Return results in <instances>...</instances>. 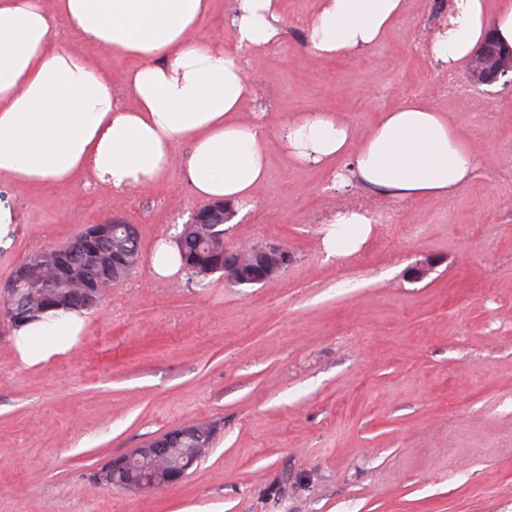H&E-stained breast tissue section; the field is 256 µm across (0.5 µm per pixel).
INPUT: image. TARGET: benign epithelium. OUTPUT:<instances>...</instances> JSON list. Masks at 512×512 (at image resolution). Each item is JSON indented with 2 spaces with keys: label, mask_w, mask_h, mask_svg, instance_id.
I'll return each mask as SVG.
<instances>
[{
  "label": "benign epithelium",
  "mask_w": 512,
  "mask_h": 512,
  "mask_svg": "<svg viewBox=\"0 0 512 512\" xmlns=\"http://www.w3.org/2000/svg\"><path fill=\"white\" fill-rule=\"evenodd\" d=\"M512 73V48L507 49L489 39L470 59L468 80L475 86H492ZM237 213L234 206L217 202L193 212L190 222L208 224L211 229L227 223ZM122 229L131 239L138 238L137 228L119 217L101 224H90L68 244L53 248L57 270L73 286L79 281L76 259L86 253H97L112 232ZM292 261L288 249L273 243L256 244L245 249L224 250L225 281L232 286L264 284L283 272ZM37 267L23 262L15 267L10 278L0 288V313L12 317L17 298L31 287ZM109 287L87 283L81 288L85 305L97 306ZM212 439L197 426L189 425L153 439L131 456L112 461L103 481L130 493H143L182 481L189 469L206 455Z\"/></svg>",
  "instance_id": "benign-epithelium-1"
}]
</instances>
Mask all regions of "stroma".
<instances>
[{
	"label": "stroma",
	"instance_id": "1",
	"mask_svg": "<svg viewBox=\"0 0 512 512\" xmlns=\"http://www.w3.org/2000/svg\"><path fill=\"white\" fill-rule=\"evenodd\" d=\"M449 2L408 0L372 49L326 61L303 47L316 0H281L283 41L243 54L260 75L245 110L266 115L269 177L224 244L292 251L269 282L153 277L156 243L201 205L178 169L120 196L82 176L0 180L16 214L0 284L115 216L136 225L141 255L64 353L25 365L0 317V512H512V84L473 87L430 56ZM413 95L481 149L452 197L338 195L275 141L302 112L336 113L362 134ZM350 205L377 222L358 253L327 256L323 224ZM425 258L432 272L412 280ZM199 422L215 438L182 481L133 494L94 480Z\"/></svg>",
	"mask_w": 512,
	"mask_h": 512
}]
</instances>
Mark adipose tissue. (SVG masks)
Returning a JSON list of instances; mask_svg holds the SVG:
<instances>
[{
	"mask_svg": "<svg viewBox=\"0 0 512 512\" xmlns=\"http://www.w3.org/2000/svg\"><path fill=\"white\" fill-rule=\"evenodd\" d=\"M211 0H0V177L23 185H69L89 175L115 192L148 187L179 165L192 193L234 205L253 199L268 176L263 113L242 118L257 74L240 54L280 43L279 0H232L227 37L200 33ZM406 0H316L307 51L350 57L376 45ZM66 18L84 53L55 43ZM512 46V0H453L429 52L456 70L487 32ZM135 59L122 93L93 51ZM277 140L288 160L327 170L330 190L358 188L407 201L445 198L475 170L477 147L447 116L417 96L383 112L364 135L332 112L288 118ZM189 153L176 156L177 145ZM360 207L337 212L323 229L327 255L356 254L372 232ZM84 327L73 311L15 328L21 360L34 365L66 352Z\"/></svg>",
	"mask_w": 512,
	"mask_h": 512,
	"instance_id": "obj_1",
	"label": "adipose tissue"
}]
</instances>
